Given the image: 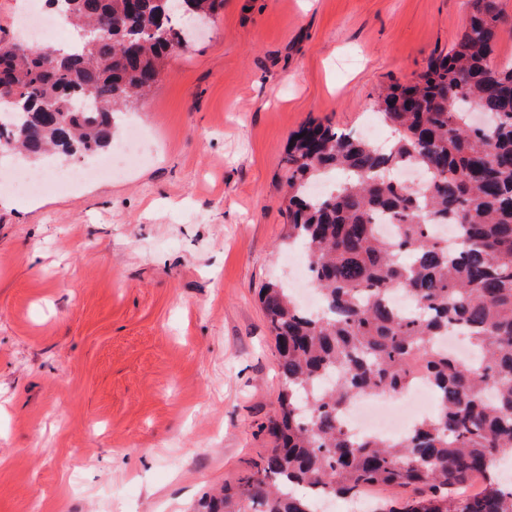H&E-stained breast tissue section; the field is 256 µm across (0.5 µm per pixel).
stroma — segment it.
Returning a JSON list of instances; mask_svg holds the SVG:
<instances>
[{"instance_id": "stroma-1", "label": "stroma", "mask_w": 512, "mask_h": 512, "mask_svg": "<svg viewBox=\"0 0 512 512\" xmlns=\"http://www.w3.org/2000/svg\"><path fill=\"white\" fill-rule=\"evenodd\" d=\"M467 0H224L116 119L125 175L0 192V512H195L273 443L288 146L362 130L465 29Z\"/></svg>"}]
</instances>
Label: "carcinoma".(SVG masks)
Here are the masks:
<instances>
[{"instance_id":"1","label":"carcinoma","mask_w":512,"mask_h":512,"mask_svg":"<svg viewBox=\"0 0 512 512\" xmlns=\"http://www.w3.org/2000/svg\"><path fill=\"white\" fill-rule=\"evenodd\" d=\"M80 35L57 67L42 49L12 51L0 35V149L38 159L112 145L114 114L159 82L191 41L188 19L211 22L224 0H50ZM451 53L419 78L383 88L375 105L387 147L311 123L288 152V245H304L318 313L269 284L261 301L281 388L266 429L275 447L202 512H318L358 502L366 487L409 494L372 512H512L497 461L512 449V61L494 52L499 0H468ZM418 167L415 186L393 173ZM386 217L398 232H377ZM453 225L450 245L439 229ZM405 295L411 310L390 296ZM471 339L467 364L438 347ZM420 358L439 403L403 436L354 438L343 407L399 393Z\"/></svg>"}]
</instances>
